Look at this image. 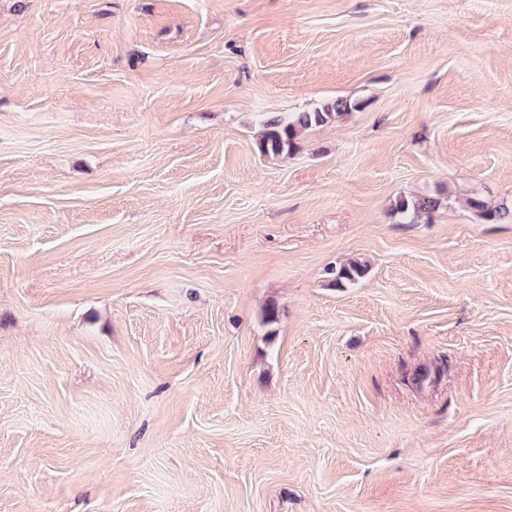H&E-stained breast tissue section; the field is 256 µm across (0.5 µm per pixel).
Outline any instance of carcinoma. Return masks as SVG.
<instances>
[{
  "instance_id": "cac0c4a2",
  "label": "carcinoma",
  "mask_w": 512,
  "mask_h": 512,
  "mask_svg": "<svg viewBox=\"0 0 512 512\" xmlns=\"http://www.w3.org/2000/svg\"><path fill=\"white\" fill-rule=\"evenodd\" d=\"M351 109L343 99L329 102L311 112L299 113L290 122L282 116H274L264 122L260 148L267 155L286 156L295 146L297 130L323 125ZM437 202L431 198H402L396 201L393 212L400 215L403 223L415 224L425 214L435 209ZM366 268L357 261H351L332 270L336 285L353 283L365 274Z\"/></svg>"
}]
</instances>
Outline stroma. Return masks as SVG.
Returning <instances> with one entry per match:
<instances>
[{
	"mask_svg": "<svg viewBox=\"0 0 512 512\" xmlns=\"http://www.w3.org/2000/svg\"><path fill=\"white\" fill-rule=\"evenodd\" d=\"M473 197L512 211V0H0V512H512ZM350 109L351 105L346 100L336 99L312 112L299 113L293 122H288L282 116L271 117L263 124L260 148L267 155L288 156L295 146L294 140L298 129L323 125ZM437 202L431 198H402L392 208L404 224H415L425 214L435 209Z\"/></svg>",
	"mask_w": 512,
	"mask_h": 512,
	"instance_id": "stroma-1",
	"label": "stroma"
}]
</instances>
